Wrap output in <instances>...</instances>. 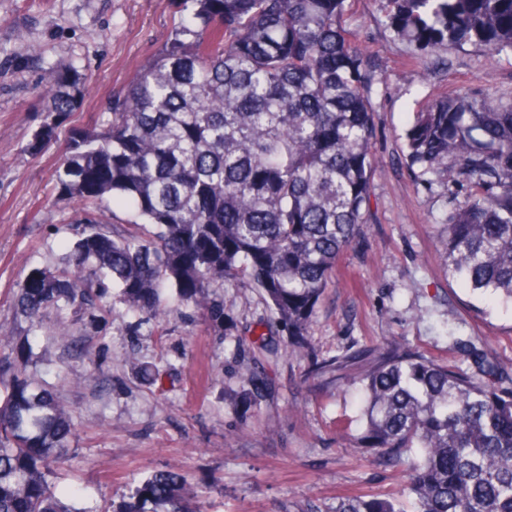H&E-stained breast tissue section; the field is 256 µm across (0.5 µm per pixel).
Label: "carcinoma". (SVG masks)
I'll return each instance as SVG.
<instances>
[{
  "label": "carcinoma",
  "instance_id": "carcinoma-1",
  "mask_svg": "<svg viewBox=\"0 0 512 512\" xmlns=\"http://www.w3.org/2000/svg\"><path fill=\"white\" fill-rule=\"evenodd\" d=\"M356 0H171L181 20L156 58L112 98L98 129H72L54 171L59 196L81 205L64 266L27 275L15 321L0 323V378L11 349L54 310L93 331L121 318L117 304L157 323L161 289L206 311L229 336L233 316L216 288H253L269 311L248 340L244 404L266 397L259 351L307 362L312 380L355 362L364 424L342 436L363 456L407 466L388 498L343 495L309 512H512V375L486 350L459 345L463 369L394 336L362 353L319 358L309 340L315 307L340 255L372 222L377 158L374 96L386 62L357 40ZM385 27L414 47L410 65L471 45L512 57V0H386ZM45 119L27 151L59 138L85 84L73 69L42 70ZM416 186L439 187L448 277L512 301V103L455 89L426 102L401 135ZM116 206L132 211L112 221ZM151 385L165 373L137 363ZM73 430L48 386L15 379L0 389V512H93L59 497L53 482ZM201 512L176 470L137 483L101 512Z\"/></svg>",
  "mask_w": 512,
  "mask_h": 512
}]
</instances>
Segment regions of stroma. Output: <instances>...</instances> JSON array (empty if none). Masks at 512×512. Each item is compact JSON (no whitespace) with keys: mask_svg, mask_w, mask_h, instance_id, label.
Instances as JSON below:
<instances>
[{"mask_svg":"<svg viewBox=\"0 0 512 512\" xmlns=\"http://www.w3.org/2000/svg\"><path fill=\"white\" fill-rule=\"evenodd\" d=\"M384 0H358L348 27L389 63L375 98L374 151L381 163L372 182L374 220L363 240L340 258L311 325L319 353L331 356L397 336L429 358L457 365L456 342L487 347L512 372V303L470 293L449 279L441 240L448 205L440 192L416 187L399 156L400 135L412 112L454 88L484 89L512 101V58H489L471 46L450 49L443 64L404 65L408 46L384 26ZM178 22L169 0H0V322L14 319V289L32 269L57 265L66 253L56 224L78 215L59 197L52 144L38 155L26 146L43 118L45 98L30 47L46 64L73 67L88 83L63 130L94 128L112 95L162 49ZM232 308L239 331L265 314L251 288L216 290ZM162 325L131 334L133 315L87 337L109 384L85 379L73 339L54 336L46 314L32 338L31 371L53 388L75 425L55 483L76 506L104 512L128 499L153 472L177 469L204 512H297L346 494L385 498L402 472L342 448V432L361 428L356 367L337 389L305 381L301 362L267 365L270 388L245 406L247 365L234 336L198 322L194 306H179ZM168 370L163 388L136 377L125 356Z\"/></svg>","mask_w":512,"mask_h":512,"instance_id":"obj_1","label":"stroma"}]
</instances>
